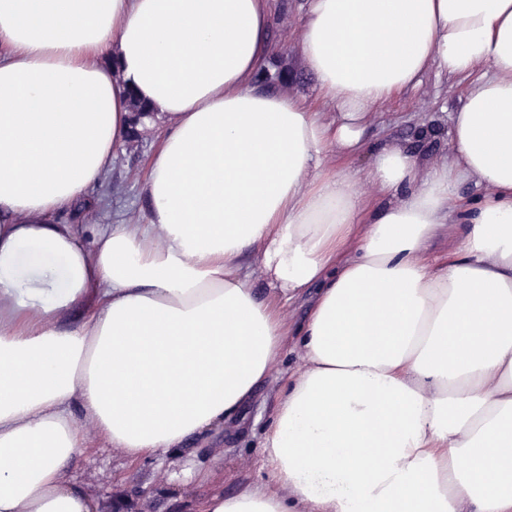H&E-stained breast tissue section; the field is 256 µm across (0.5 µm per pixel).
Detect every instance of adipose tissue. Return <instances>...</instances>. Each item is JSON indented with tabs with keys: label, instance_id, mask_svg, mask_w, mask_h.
Listing matches in <instances>:
<instances>
[{
	"label": "adipose tissue",
	"instance_id": "adipose-tissue-1",
	"mask_svg": "<svg viewBox=\"0 0 512 512\" xmlns=\"http://www.w3.org/2000/svg\"><path fill=\"white\" fill-rule=\"evenodd\" d=\"M272 12L0 0V512H94L77 416L132 462L180 447L291 344L269 484L200 512H512V0H309L320 110L255 80ZM432 70L469 81L452 160L429 129L365 150L370 113ZM134 98L164 129L149 207L89 248L57 216L107 178ZM363 150L367 193L336 164ZM452 214L462 254L430 266ZM28 273L62 281L52 306L19 299Z\"/></svg>",
	"mask_w": 512,
	"mask_h": 512
}]
</instances>
